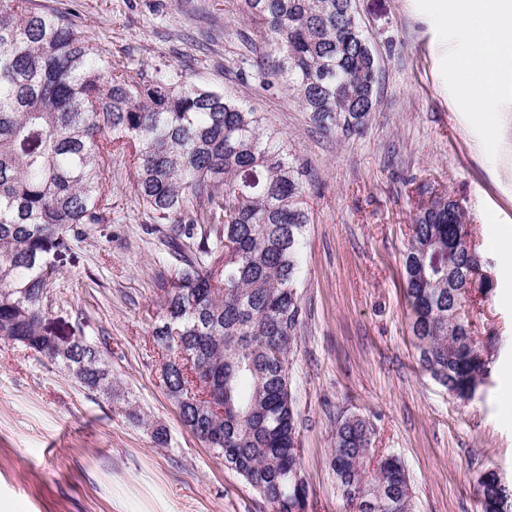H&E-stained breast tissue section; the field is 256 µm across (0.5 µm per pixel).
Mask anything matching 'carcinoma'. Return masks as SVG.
<instances>
[{"mask_svg": "<svg viewBox=\"0 0 512 512\" xmlns=\"http://www.w3.org/2000/svg\"><path fill=\"white\" fill-rule=\"evenodd\" d=\"M271 63L242 53L235 73L290 91L315 127L360 134L378 102L379 54L355 0H244ZM134 161L142 214L165 225L178 263L156 337L180 336L209 393L184 402L188 377L168 359L162 379L182 422L217 449L275 512H301L308 486L298 454L290 360L302 325L297 289L309 171L283 134L231 94L186 82L170 67L114 69L111 51L62 13L0 0V339L18 342L112 398L100 346L55 349L45 330L51 254L112 223V155ZM461 204L443 192L419 205L400 267L421 369L460 399L487 372L488 349L454 310L488 279H471L475 251ZM360 414L336 422L331 468L357 512H414L400 459L374 448ZM482 512H498L496 474L479 478Z\"/></svg>", "mask_w": 512, "mask_h": 512, "instance_id": "cac0c4a2", "label": "carcinoma"}]
</instances>
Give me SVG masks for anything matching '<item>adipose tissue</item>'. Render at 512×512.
Instances as JSON below:
<instances>
[{"instance_id":"1","label":"adipose tissue","mask_w":512,"mask_h":512,"mask_svg":"<svg viewBox=\"0 0 512 512\" xmlns=\"http://www.w3.org/2000/svg\"><path fill=\"white\" fill-rule=\"evenodd\" d=\"M436 23H450L462 34L453 65L464 82L472 112L486 116L501 85L502 33L512 24V0H423Z\"/></svg>"}]
</instances>
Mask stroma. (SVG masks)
Instances as JSON below:
<instances>
[{
	"mask_svg": "<svg viewBox=\"0 0 512 512\" xmlns=\"http://www.w3.org/2000/svg\"><path fill=\"white\" fill-rule=\"evenodd\" d=\"M71 13L83 36L110 47L112 65H168L189 82L242 97L283 131L306 161L299 291L304 323L291 354L307 512H349L330 469L336 421L358 413L376 447L397 454L414 512H482L477 480L495 470L512 486V34L492 101L495 137L460 95L452 32L421 0H356L381 57L378 106L359 135H326L282 88L263 91L228 73L243 38L263 55L243 0H38ZM129 157L112 160L113 223L55 259L46 305L55 334L108 343L110 401L60 366L0 339V512H273L180 421L161 379L153 332L169 279L157 235L143 231ZM459 199L494 288L470 309L491 342L489 372L467 402L422 372L408 329L400 253L421 190ZM144 418L132 424L127 406ZM168 446L152 438L154 426Z\"/></svg>",
	"mask_w": 512,
	"mask_h": 512,
	"instance_id": "stroma-1",
	"label": "stroma"
}]
</instances>
